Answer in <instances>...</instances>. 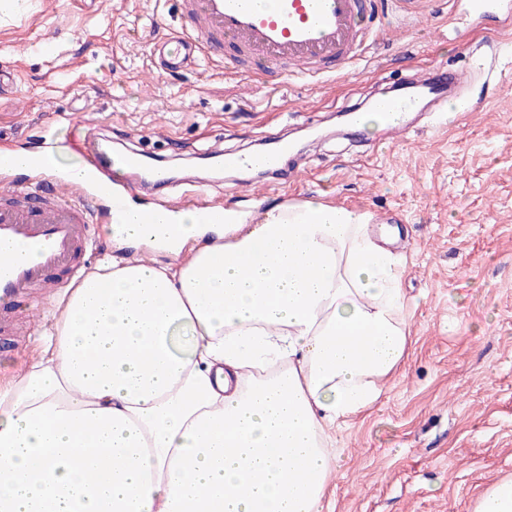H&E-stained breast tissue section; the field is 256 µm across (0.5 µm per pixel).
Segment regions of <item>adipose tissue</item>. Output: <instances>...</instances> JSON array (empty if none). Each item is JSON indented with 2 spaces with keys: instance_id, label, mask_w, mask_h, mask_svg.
I'll use <instances>...</instances> for the list:
<instances>
[{
  "instance_id": "1",
  "label": "adipose tissue",
  "mask_w": 512,
  "mask_h": 512,
  "mask_svg": "<svg viewBox=\"0 0 512 512\" xmlns=\"http://www.w3.org/2000/svg\"><path fill=\"white\" fill-rule=\"evenodd\" d=\"M367 214L303 201L256 224L113 210L107 259L57 299L46 357L0 387V512H323L330 432L410 343ZM168 261H159V253Z\"/></svg>"
}]
</instances>
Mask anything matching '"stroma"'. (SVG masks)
I'll use <instances>...</instances> for the list:
<instances>
[{"label":"stroma","mask_w":512,"mask_h":512,"mask_svg":"<svg viewBox=\"0 0 512 512\" xmlns=\"http://www.w3.org/2000/svg\"><path fill=\"white\" fill-rule=\"evenodd\" d=\"M464 0H427L422 14L388 8L365 56L334 76L271 81L199 57L155 67L175 25V0H34L0 24V151L46 146L55 118L62 166L72 137L113 152L138 149L173 169L133 204L182 203L186 191L257 222L269 207L306 200L369 213L396 236L409 307V353L367 414L332 432L336 470L324 512H472L512 477V29L475 26ZM494 64L472 79L476 107L436 126L366 146L337 127L413 72ZM306 139L273 177L213 173L209 157L295 134ZM56 297L38 307L22 342L0 334V386L12 383L55 329Z\"/></svg>","instance_id":"1"}]
</instances>
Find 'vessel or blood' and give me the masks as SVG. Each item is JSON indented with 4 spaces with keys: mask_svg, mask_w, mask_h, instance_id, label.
<instances>
[{
    "mask_svg": "<svg viewBox=\"0 0 512 512\" xmlns=\"http://www.w3.org/2000/svg\"><path fill=\"white\" fill-rule=\"evenodd\" d=\"M184 25L179 34L158 45V64L176 71L193 63L199 52L226 48V61L253 70L278 69L315 76L324 65H344L359 58L378 37V0H273L256 8L247 0H178ZM465 87L462 72L449 77L433 70L414 75L405 92L380 103L388 133L403 134L414 126V115L459 97ZM283 151L246 157L228 152V169H278ZM42 184L12 180L15 160L0 153V331L10 332L18 299L32 289H52L63 275L75 271L94 242L95 180L67 182L72 200L58 192L53 163L37 151L26 161Z\"/></svg>",
    "mask_w": 512,
    "mask_h": 512,
    "instance_id": "obj_1",
    "label": "vessel or blood"
}]
</instances>
